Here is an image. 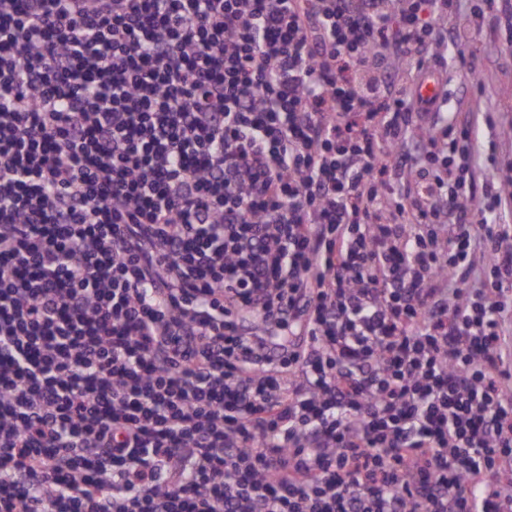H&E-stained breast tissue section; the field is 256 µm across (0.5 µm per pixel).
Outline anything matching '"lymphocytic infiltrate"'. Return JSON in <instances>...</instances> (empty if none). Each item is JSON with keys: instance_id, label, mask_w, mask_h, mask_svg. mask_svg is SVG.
I'll list each match as a JSON object with an SVG mask.
<instances>
[{"instance_id": "obj_1", "label": "lymphocytic infiltrate", "mask_w": 512, "mask_h": 512, "mask_svg": "<svg viewBox=\"0 0 512 512\" xmlns=\"http://www.w3.org/2000/svg\"><path fill=\"white\" fill-rule=\"evenodd\" d=\"M512 0H0V512H512V196L412 85Z\"/></svg>"}]
</instances>
